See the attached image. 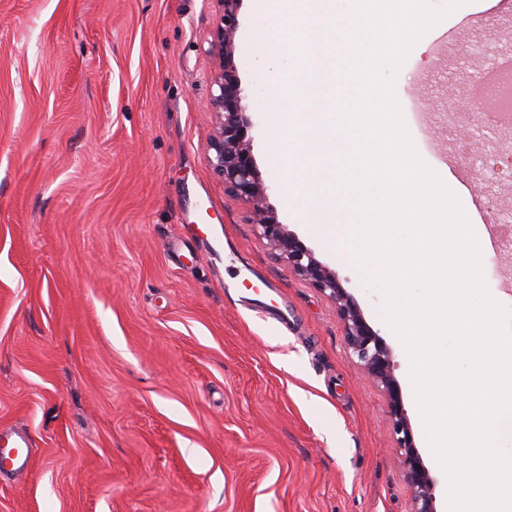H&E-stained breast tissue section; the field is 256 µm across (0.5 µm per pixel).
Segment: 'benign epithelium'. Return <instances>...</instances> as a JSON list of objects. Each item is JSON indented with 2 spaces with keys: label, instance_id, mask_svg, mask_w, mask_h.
<instances>
[{
  "label": "benign epithelium",
  "instance_id": "7a95c632",
  "mask_svg": "<svg viewBox=\"0 0 512 512\" xmlns=\"http://www.w3.org/2000/svg\"><path fill=\"white\" fill-rule=\"evenodd\" d=\"M241 2L221 0L222 15L211 43L217 67L211 77L208 104L218 123L209 144L207 162L224 180V190L250 206L252 223L277 256L336 306L350 355L386 397L395 450L412 494L411 512H439L435 484L415 444L395 374L392 347L367 322L355 298L343 287L338 272L321 262L287 225L280 223L268 203L267 190L252 155V124L244 112L241 82L234 62V37Z\"/></svg>",
  "mask_w": 512,
  "mask_h": 512
}]
</instances>
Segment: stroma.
Masks as SVG:
<instances>
[{
  "mask_svg": "<svg viewBox=\"0 0 512 512\" xmlns=\"http://www.w3.org/2000/svg\"><path fill=\"white\" fill-rule=\"evenodd\" d=\"M448 50L410 52L393 87L423 160L478 197L483 272L512 307V180L472 134V79L512 47L491 0ZM220 0H0V430L32 438L0 512H410L384 393L351 360L335 305L278 260L207 163ZM265 24L242 0L235 64L268 201L336 269L391 344L436 481L404 348L380 290L304 216L267 160ZM461 112L447 114L448 99ZM287 312L259 317L242 297Z\"/></svg>",
  "mask_w": 512,
  "mask_h": 512,
  "instance_id": "stroma-1",
  "label": "stroma"
}]
</instances>
